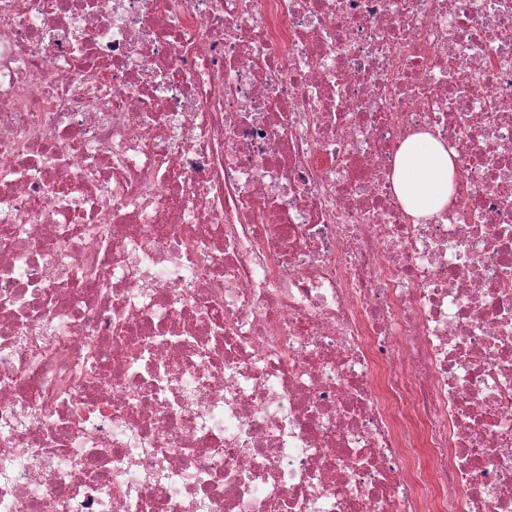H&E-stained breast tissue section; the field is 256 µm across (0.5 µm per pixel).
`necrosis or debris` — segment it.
Masks as SVG:
<instances>
[{
	"instance_id": "obj_1",
	"label": "necrosis or debris",
	"mask_w": 512,
	"mask_h": 512,
	"mask_svg": "<svg viewBox=\"0 0 512 512\" xmlns=\"http://www.w3.org/2000/svg\"><path fill=\"white\" fill-rule=\"evenodd\" d=\"M0 512H512V0H0ZM455 178L446 146L428 134L409 138L400 150L394 173L395 190L406 211L426 219L448 205Z\"/></svg>"
}]
</instances>
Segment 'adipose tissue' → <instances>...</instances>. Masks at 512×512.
Wrapping results in <instances>:
<instances>
[{
    "mask_svg": "<svg viewBox=\"0 0 512 512\" xmlns=\"http://www.w3.org/2000/svg\"><path fill=\"white\" fill-rule=\"evenodd\" d=\"M454 178L455 167L446 146L426 134L413 136L404 143L394 185L410 215L426 219L445 208Z\"/></svg>",
    "mask_w": 512,
    "mask_h": 512,
    "instance_id": "obj_1",
    "label": "adipose tissue"
}]
</instances>
